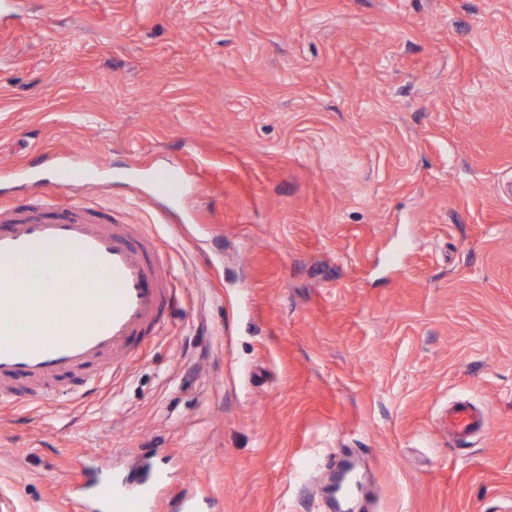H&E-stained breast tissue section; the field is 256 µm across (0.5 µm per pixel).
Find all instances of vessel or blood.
Instances as JSON below:
<instances>
[{
	"label": "vessel or blood",
	"mask_w": 512,
	"mask_h": 512,
	"mask_svg": "<svg viewBox=\"0 0 512 512\" xmlns=\"http://www.w3.org/2000/svg\"><path fill=\"white\" fill-rule=\"evenodd\" d=\"M170 279L149 238L125 224L102 223L83 202L53 208L30 201L0 204V402L25 408L69 400L64 379L132 356L137 343L166 320ZM111 293L106 314L100 297ZM81 306V318L68 310ZM448 431L466 439L485 428L470 405L448 410ZM165 477L145 468L114 475L97 494L102 512H142Z\"/></svg>",
	"instance_id": "1"
}]
</instances>
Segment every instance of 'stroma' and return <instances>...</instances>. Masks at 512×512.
I'll use <instances>...</instances> for the list:
<instances>
[{
	"instance_id": "obj_1",
	"label": "stroma",
	"mask_w": 512,
	"mask_h": 512,
	"mask_svg": "<svg viewBox=\"0 0 512 512\" xmlns=\"http://www.w3.org/2000/svg\"><path fill=\"white\" fill-rule=\"evenodd\" d=\"M64 167L172 308L93 396L0 404V512L140 459L200 512H333L346 456L356 512H512V0H22L0 201ZM448 433L463 440L479 429L486 428L484 415L470 405L460 403L448 408Z\"/></svg>"
}]
</instances>
